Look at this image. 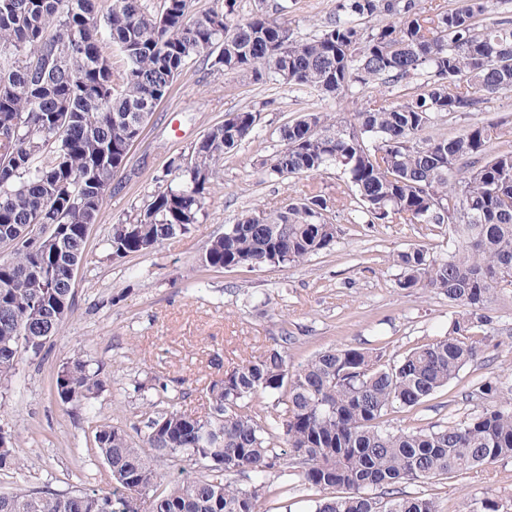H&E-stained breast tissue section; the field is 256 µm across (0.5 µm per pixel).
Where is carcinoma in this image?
<instances>
[{"label": "carcinoma", "mask_w": 512, "mask_h": 512, "mask_svg": "<svg viewBox=\"0 0 512 512\" xmlns=\"http://www.w3.org/2000/svg\"><path fill=\"white\" fill-rule=\"evenodd\" d=\"M236 0L189 14L188 0H0V378L25 355L40 354L72 311L70 271L86 248L131 143L186 65L200 57L226 75L309 89L330 98L393 81L396 105L368 99L345 117L306 112L279 127L282 149L262 162L280 179L339 172L366 224L444 228L448 249L424 245L394 252L397 285L443 293L460 309L448 333L409 349L397 362L380 352L340 346L295 371L287 352L248 359L209 386L203 420L173 401L148 417L142 445L118 426L100 424L93 445L114 486L57 491L18 485L0 493V512H261L273 492L268 473L288 457L318 491L313 512H441L435 499L400 495L428 483L512 458V376H491L477 393L483 411L453 426L418 423L393 429L385 417L411 411L479 360L486 315L498 291L512 286V149L489 153L502 122L433 135L443 113L486 111L490 96L512 90V21L484 19L485 0H454L426 15L422 0H336L320 34L294 36L258 0L234 20ZM385 16L383 26H364ZM78 47L57 65L49 57ZM123 67L112 68L108 49ZM260 114L230 113L175 166L178 180L159 188L143 211L113 229L112 257L147 252L199 223L224 156L258 135ZM328 199L320 191L289 197L274 211L244 212L211 240L206 266H297L336 245ZM60 240L37 245L45 227ZM99 373L77 353L58 370L54 391L65 404L89 403ZM260 393L280 395L282 410L260 417ZM163 458L178 477L158 490L152 463ZM21 468L16 438L0 431V471ZM247 476L242 488L225 475ZM387 500H382V496Z\"/></svg>", "instance_id": "cac0c4a2"}]
</instances>
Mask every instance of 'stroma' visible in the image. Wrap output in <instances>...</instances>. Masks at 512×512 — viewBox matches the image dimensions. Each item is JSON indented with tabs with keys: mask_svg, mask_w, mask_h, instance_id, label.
I'll list each match as a JSON object with an SVG mask.
<instances>
[{
	"mask_svg": "<svg viewBox=\"0 0 512 512\" xmlns=\"http://www.w3.org/2000/svg\"><path fill=\"white\" fill-rule=\"evenodd\" d=\"M282 12L295 35H318L328 25L333 0H287ZM250 107L261 113L258 137L245 141L221 161L198 224L151 252L112 259L107 241L114 225L139 213L158 187L175 176L173 162L226 114ZM352 97L325 99L311 90L261 85L250 75H224L200 60L174 81L114 177L100 217L87 239L74 288L72 313L60 335L42 353L26 357L14 376L0 380V430L17 439L22 470L0 471V491L25 484L59 491L109 490L111 480L96 455L92 431L109 423L140 441L153 410L171 396L182 408L203 411L206 389L220 370L287 345L288 366L297 368L317 353L340 346L383 349L399 360L415 344L443 335L458 314L445 295L408 294L398 288L390 253L422 244L440 254L447 238L421 224H366L356 205L339 204L346 186L336 172L272 179L261 172L281 144L279 126L308 111L350 113ZM315 188L335 198L332 222L338 227L331 251L295 267L213 269L202 263L212 239L223 234L242 211L273 210L288 195ZM487 341L479 360L464 368L447 390L415 411L391 414V425L419 422L448 426L479 414L484 399L472 396L482 378L512 373V287L490 305ZM289 342H282V335ZM99 369L103 388L83 408L61 403L55 376L76 350ZM220 357L222 368L211 364ZM164 393L145 395L155 378ZM287 493L269 496L265 512H313L316 489L289 472H270ZM438 500L442 512H475L485 500L512 512V459L412 487Z\"/></svg>",
	"mask_w": 512,
	"mask_h": 512,
	"instance_id": "35a3bbf8",
	"label": "stroma"
}]
</instances>
